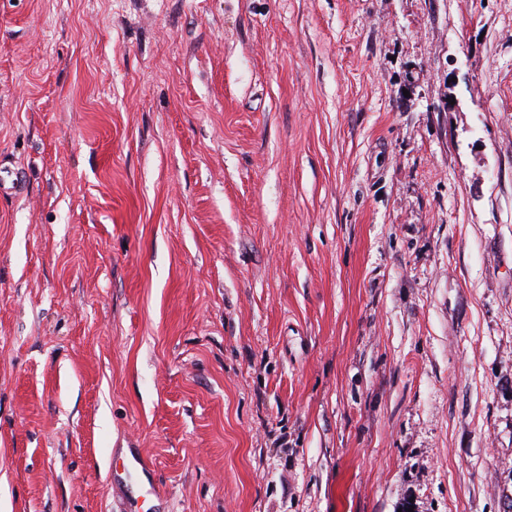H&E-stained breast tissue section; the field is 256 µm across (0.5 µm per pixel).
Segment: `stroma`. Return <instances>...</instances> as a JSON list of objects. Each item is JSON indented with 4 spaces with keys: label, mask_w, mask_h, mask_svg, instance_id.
Listing matches in <instances>:
<instances>
[{
    "label": "stroma",
    "mask_w": 512,
    "mask_h": 512,
    "mask_svg": "<svg viewBox=\"0 0 512 512\" xmlns=\"http://www.w3.org/2000/svg\"><path fill=\"white\" fill-rule=\"evenodd\" d=\"M0 157V512H503L512 0H0Z\"/></svg>",
    "instance_id": "1"
}]
</instances>
